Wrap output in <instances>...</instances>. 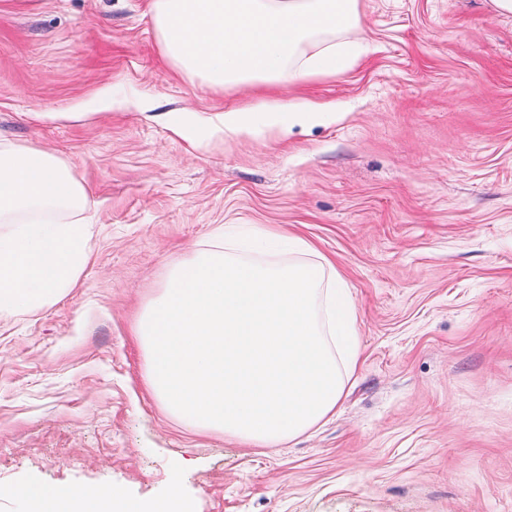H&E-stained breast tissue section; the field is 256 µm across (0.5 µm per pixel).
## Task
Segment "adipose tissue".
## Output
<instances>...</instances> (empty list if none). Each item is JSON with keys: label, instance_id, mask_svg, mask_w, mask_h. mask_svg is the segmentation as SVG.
Masks as SVG:
<instances>
[{"label": "adipose tissue", "instance_id": "obj_1", "mask_svg": "<svg viewBox=\"0 0 512 512\" xmlns=\"http://www.w3.org/2000/svg\"><path fill=\"white\" fill-rule=\"evenodd\" d=\"M152 17L165 58L214 89L296 85L342 72L364 53L359 0H153ZM326 112L312 102H264L226 109L222 125L286 137ZM18 493L31 512H140L112 487L31 485Z\"/></svg>", "mask_w": 512, "mask_h": 512}]
</instances>
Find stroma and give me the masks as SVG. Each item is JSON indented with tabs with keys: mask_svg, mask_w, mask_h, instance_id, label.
Masks as SVG:
<instances>
[{
	"mask_svg": "<svg viewBox=\"0 0 512 512\" xmlns=\"http://www.w3.org/2000/svg\"><path fill=\"white\" fill-rule=\"evenodd\" d=\"M150 4L0 0V143L67 163L91 252L53 305L0 311V512L31 484L142 512L175 489L189 512H512V15L360 0L369 53L288 95L329 120L199 148L173 127L280 92L165 62ZM222 224L312 242L355 307L342 401L276 448L169 417L133 334Z\"/></svg>",
	"mask_w": 512,
	"mask_h": 512,
	"instance_id": "stroma-1",
	"label": "stroma"
}]
</instances>
